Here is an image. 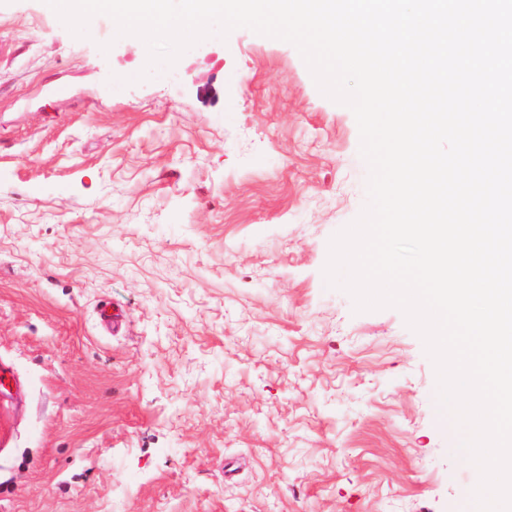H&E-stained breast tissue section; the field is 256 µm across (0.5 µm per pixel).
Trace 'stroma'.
I'll return each mask as SVG.
<instances>
[{
    "label": "stroma",
    "instance_id": "stroma-1",
    "mask_svg": "<svg viewBox=\"0 0 512 512\" xmlns=\"http://www.w3.org/2000/svg\"><path fill=\"white\" fill-rule=\"evenodd\" d=\"M146 58L0 0V512H460L421 339L323 274L352 111L244 28Z\"/></svg>",
    "mask_w": 512,
    "mask_h": 512
}]
</instances>
